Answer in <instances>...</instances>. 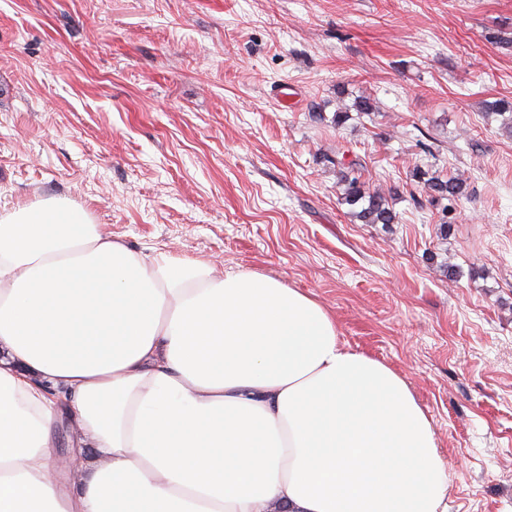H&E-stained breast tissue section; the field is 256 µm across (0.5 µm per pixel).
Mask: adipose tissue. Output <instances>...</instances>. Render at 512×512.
Wrapping results in <instances>:
<instances>
[{
	"label": "adipose tissue",
	"instance_id": "obj_1",
	"mask_svg": "<svg viewBox=\"0 0 512 512\" xmlns=\"http://www.w3.org/2000/svg\"><path fill=\"white\" fill-rule=\"evenodd\" d=\"M90 456L57 478L59 415ZM405 378L311 295L0 210V512H448Z\"/></svg>",
	"mask_w": 512,
	"mask_h": 512
}]
</instances>
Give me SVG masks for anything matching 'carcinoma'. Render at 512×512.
<instances>
[{
  "label": "carcinoma",
  "instance_id": "obj_1",
  "mask_svg": "<svg viewBox=\"0 0 512 512\" xmlns=\"http://www.w3.org/2000/svg\"><path fill=\"white\" fill-rule=\"evenodd\" d=\"M486 116L501 117V130L512 134V101L499 99L487 106ZM325 161L336 166L339 199L350 207L349 215L363 224H396L398 216L393 207L392 196L380 192H368L361 181L362 164L358 160L325 157ZM411 178L426 186L430 193L429 203L439 204L444 200L456 202L468 196L467 181L457 176H444L437 171L417 167Z\"/></svg>",
  "mask_w": 512,
  "mask_h": 512
}]
</instances>
